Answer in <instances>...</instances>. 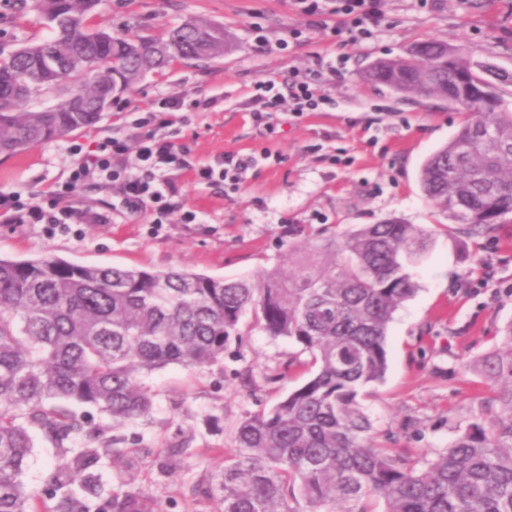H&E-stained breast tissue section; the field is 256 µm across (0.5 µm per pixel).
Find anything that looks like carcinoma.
I'll return each mask as SVG.
<instances>
[{
    "mask_svg": "<svg viewBox=\"0 0 512 512\" xmlns=\"http://www.w3.org/2000/svg\"><path fill=\"white\" fill-rule=\"evenodd\" d=\"M98 2L37 0L41 15H53V36L0 55V155L96 123V76L129 85L173 61H206L223 50L202 21L165 38L97 30L88 16ZM59 67L84 79L73 103L25 108L32 95L24 75L39 72L47 92ZM478 70L467 49L450 61L446 44L423 41L404 57L377 61L369 78L404 99L444 102L459 74ZM461 105L464 123L426 159L420 181L455 232L472 239L512 215V111L498 92ZM479 128L494 131L497 143L478 141ZM288 236V268L235 279L0 258V512H160L133 475L102 496L103 454L145 449L119 448L118 436L112 450L90 447L103 429L86 430L85 415L68 406L94 407L114 428L148 416L154 401L143 380L170 364H217L248 313L268 336L300 347L285 369L307 379L248 414L222 468L195 486L220 512H512V321L499 343L463 363L493 388L484 405L495 411L491 424L474 416L431 456L394 455L373 440L361 397L385 375L388 324L417 290L408 266L427 251L432 230L389 219L316 235L292 228ZM36 429L61 453L45 480L48 496L38 499L23 481Z\"/></svg>",
    "mask_w": 512,
    "mask_h": 512,
    "instance_id": "carcinoma-1",
    "label": "carcinoma"
}]
</instances>
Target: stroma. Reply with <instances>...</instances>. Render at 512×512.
Here are the masks:
<instances>
[{
    "instance_id": "1",
    "label": "stroma",
    "mask_w": 512,
    "mask_h": 512,
    "mask_svg": "<svg viewBox=\"0 0 512 512\" xmlns=\"http://www.w3.org/2000/svg\"><path fill=\"white\" fill-rule=\"evenodd\" d=\"M190 20L223 29V55L173 62L124 89L92 127L0 155V193L47 200L78 160L74 145L91 151L105 138L128 134L131 107L146 109L174 93L216 96L220 104L213 111L177 113L164 136L201 163L227 152L257 157L246 183L237 190L206 186L191 172H170L181 209L156 229L147 214L120 207L118 185L92 178L73 195L77 214L66 228L0 223V257L53 255L229 279L282 263L291 226L316 232L399 218L431 229L429 252L409 269L418 290L388 327L385 377L370 388L364 405L376 442L390 452L414 457L445 448L455 426L481 414L492 394L462 362L490 349L499 328L512 320V219L486 237H456L452 221L429 203L419 178L424 161L459 130L463 113L435 100L400 101L368 81L366 70L376 60L433 40L468 45L475 61L512 72V0H379L371 37L357 40L333 34L340 22L335 14L327 15L326 25H311L296 0H101L92 14L96 26L112 33L154 37ZM258 26L267 47L254 41ZM0 30L18 40L51 35L33 0H0ZM337 60L340 72L323 74L318 84L328 105L301 115H273L271 134L256 122L258 79L271 77L284 86L294 71H315L320 62ZM186 210L196 212L197 223H183ZM95 214L108 216V223H92ZM240 332L218 364L202 371L170 365L147 378L153 411L121 433L142 438L150 453L103 461L104 488L132 473L145 494L159 498L162 512H217V501L192 493L222 466L215 449L232 451L245 415L273 406L303 380L299 371L291 379L281 377L298 346L267 336L247 318ZM33 437L23 480L38 493L57 457L41 432ZM182 438L188 449L172 477L158 463Z\"/></svg>"
}]
</instances>
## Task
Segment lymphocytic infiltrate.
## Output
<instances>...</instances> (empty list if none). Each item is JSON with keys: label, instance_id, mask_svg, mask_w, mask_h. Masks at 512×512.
<instances>
[{"label": "lymphocytic infiltrate", "instance_id": "f902f5d3", "mask_svg": "<svg viewBox=\"0 0 512 512\" xmlns=\"http://www.w3.org/2000/svg\"><path fill=\"white\" fill-rule=\"evenodd\" d=\"M335 2L336 13L342 14V23L358 36L368 37L376 23L377 0H299L304 13L315 24H322L327 14L328 2ZM320 72L296 74L287 90H280L276 81L262 78L254 85L255 96L262 104L256 115L258 121H265L281 111L284 103H291L294 113L318 109L325 99L319 94L317 82ZM216 99H190L182 94L167 96L148 110L144 117L135 119L133 128L152 123L165 128L170 124L173 112H201L215 107ZM134 155L137 175H126L116 163L127 155ZM250 157L232 153L224 154L211 163L195 165L185 146L175 144L168 138L156 135L139 136L137 143H130L128 137H110L102 142L90 159L74 167L68 180L52 192L47 204L22 201L20 197L0 195V222L5 224H64L74 218L76 211L66 205V198L73 195L89 176L96 175L121 185L124 208L147 211L152 223H168L177 210L174 200L176 191L166 179L168 171L182 169L194 172L198 182L210 185L230 182L240 186L246 180V173L253 165Z\"/></svg>", "mask_w": 512, "mask_h": 512}]
</instances>
